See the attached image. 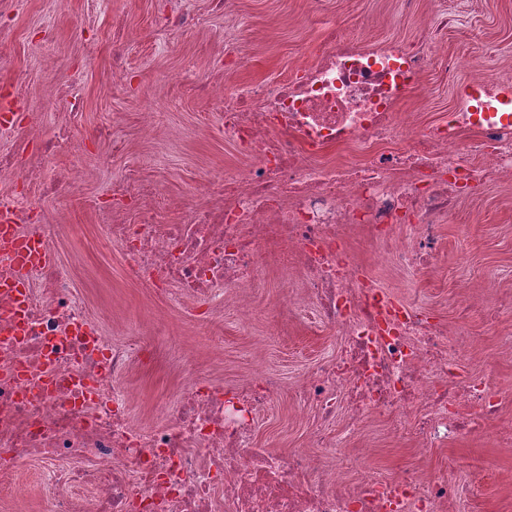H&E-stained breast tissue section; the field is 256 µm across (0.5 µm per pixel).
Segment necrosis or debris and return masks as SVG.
<instances>
[{
	"instance_id": "necrosis-or-debris-1",
	"label": "necrosis or debris",
	"mask_w": 512,
	"mask_h": 512,
	"mask_svg": "<svg viewBox=\"0 0 512 512\" xmlns=\"http://www.w3.org/2000/svg\"><path fill=\"white\" fill-rule=\"evenodd\" d=\"M450 21L426 25L412 48L385 49L382 62L369 60L350 30L333 28L316 66L225 99V134L257 158L226 183L230 205L196 206L187 224L110 228L134 279L201 296L254 279L268 241L282 243L283 260L300 259L322 318L346 341L302 383L320 410L316 449L343 398L351 423L379 415L426 443L476 432L502 410L488 381L460 379L441 324L384 304L338 233L343 224L384 235L412 224L414 243L400 254L431 264L441 216L469 190L512 174V123L475 127L466 110L424 128L396 119L387 59L401 55L416 75L445 64L435 33ZM470 127L474 137L461 138ZM267 129L282 138L264 137ZM353 143L373 147L357 167L330 172L308 163L325 147ZM34 208L30 197L0 196V215L14 217L19 234L48 243L42 225L29 221ZM9 304L0 296V475L37 467L54 512H442L448 502L439 478L370 473L344 491L316 454L256 447V420L278 393L269 378L227 389L187 377L169 420L141 429L117 382L133 357L148 359L147 349L130 351L95 328L51 265L27 276L22 334L7 329L1 311Z\"/></svg>"
}]
</instances>
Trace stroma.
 Segmentation results:
<instances>
[{
	"label": "stroma",
	"instance_id": "35a3bbf8",
	"mask_svg": "<svg viewBox=\"0 0 512 512\" xmlns=\"http://www.w3.org/2000/svg\"><path fill=\"white\" fill-rule=\"evenodd\" d=\"M448 12L447 56L470 64L421 74L425 106L409 100L401 112L424 126L447 120L460 85L482 81V67L471 61L479 45H490L494 62L512 69V0H417L411 11L403 0H232L223 11L212 0H0V90H18L23 130L0 138V153L14 161L0 172V195L34 194L59 177L66 182L65 199L43 202L34 221L52 233L59 267L100 325L118 342L148 344L152 361L133 365L118 382L131 396L135 423L163 421L187 370L227 387L269 375L280 390L259 419L258 446L310 447L316 409L298 386L344 341L323 321L303 265L283 268L268 251L256 279L206 304L130 279L121 249L105 243L108 227L189 223L212 178H232L254 164L224 135L225 93L315 65L332 23L362 26L371 51L392 41L412 45L428 19ZM177 16L188 19L187 29L169 28ZM229 47L237 63L226 58ZM69 91L81 98L79 110L67 105ZM65 136L72 149L45 157L44 142ZM154 186L164 205L114 210L113 194ZM439 234L434 264L416 268L360 225L343 227L349 252L376 285L445 326L464 375L490 378L504 415L421 456L417 440L380 416L346 436L341 407L330 433L336 453L326 464L356 458L349 484L365 470L442 471L456 488L447 512H512V449L498 442L512 427V177L458 202ZM11 487L0 481V512H49L34 474L24 476L20 494Z\"/></svg>",
	"mask_w": 512,
	"mask_h": 512
}]
</instances>
